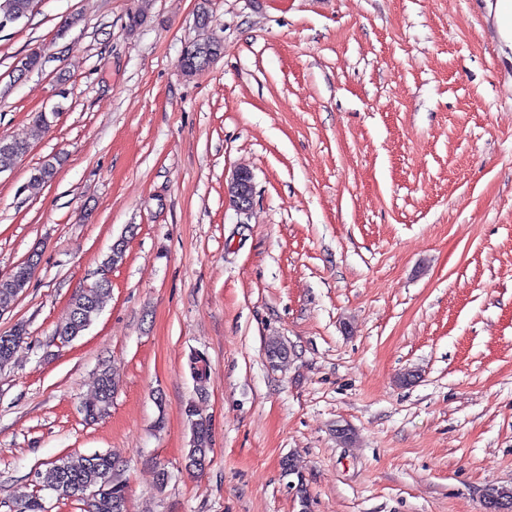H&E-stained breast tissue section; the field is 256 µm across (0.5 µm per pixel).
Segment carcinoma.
<instances>
[{"mask_svg":"<svg viewBox=\"0 0 512 512\" xmlns=\"http://www.w3.org/2000/svg\"><path fill=\"white\" fill-rule=\"evenodd\" d=\"M33 0H0V16L8 15L17 21L28 17L34 8ZM202 53L198 57H188L184 62L187 76L209 66L223 52V46L216 40H203ZM28 143L13 139L10 147L0 144V171H10L17 160L25 155ZM36 175L30 177V185L42 186L53 180L56 166L51 161L44 162L34 169ZM38 261L22 262L15 267L9 278L0 280V309L9 308L19 294L29 284ZM109 284L94 283L73 299L68 319L56 328L57 335L71 340L81 335L99 316L105 299L110 295ZM26 328L16 326L8 335L0 336V368L10 364L17 349L24 343ZM118 381L113 373L104 369L97 378L96 396L93 403L85 407V415L96 420L108 413L117 390ZM185 416L190 428L189 448L185 454V468L201 471L203 461L211 452L212 421L202 414L197 406L190 403L185 408ZM114 469L112 457L106 453L94 452L85 455H65L47 463L41 471L40 485L44 490L54 492L59 499L82 496L85 512H126V485L112 480V489L98 495L92 491L102 485L101 473ZM13 512H46L43 498L34 494L14 504Z\"/></svg>","mask_w":512,"mask_h":512,"instance_id":"1","label":"carcinoma"}]
</instances>
